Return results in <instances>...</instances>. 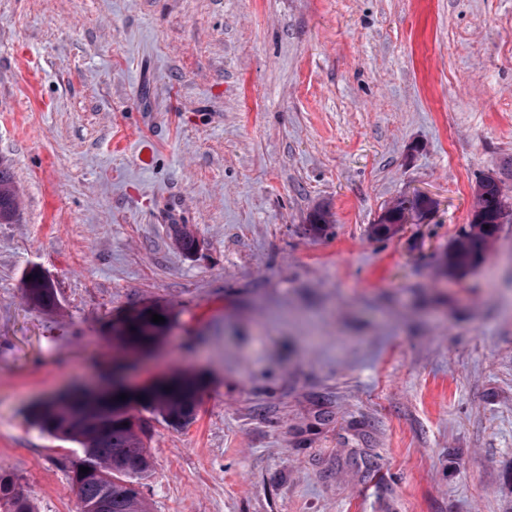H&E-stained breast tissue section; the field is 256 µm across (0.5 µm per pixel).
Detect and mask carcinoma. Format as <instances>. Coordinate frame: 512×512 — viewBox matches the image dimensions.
I'll use <instances>...</instances> for the list:
<instances>
[{"label":"carcinoma","mask_w":512,"mask_h":512,"mask_svg":"<svg viewBox=\"0 0 512 512\" xmlns=\"http://www.w3.org/2000/svg\"><path fill=\"white\" fill-rule=\"evenodd\" d=\"M418 206L415 199L399 197L381 214L379 223L372 225V235L386 236L393 232V216ZM508 204L501 188V180L490 174L479 178L475 188L473 210L494 219L505 215ZM17 193L10 170L0 166V223H10L16 213ZM331 223V214L319 208L309 217L308 231L322 234ZM497 226L469 224L464 227L448 250V269L464 274L474 265L488 258L491 239ZM173 242L178 250L189 254L198 238L186 224L174 228ZM23 294L35 308L46 310L56 306L53 284L43 281H23ZM165 318L154 323L151 316ZM171 317L164 307L155 305L134 310L114 320L112 325L125 329L126 334L116 340L126 345L133 339L160 340L169 329ZM138 407L151 413L173 429H183L194 422L198 404L181 390L141 397ZM136 407V408H138ZM136 408L122 403L107 404L99 409L62 410L52 416L43 408L34 410L33 420L39 429L51 436L64 437L77 443L81 456L72 462V482L77 488L79 512H99L98 505L107 501V512H148L141 491L142 481L153 469L152 457L145 438L149 428L145 419L135 414ZM87 467L84 474L80 468ZM0 512H33L31 496L8 471H0Z\"/></svg>","instance_id":"carcinoma-1"}]
</instances>
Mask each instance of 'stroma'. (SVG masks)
Here are the masks:
<instances>
[{
  "label": "stroma",
  "instance_id": "35a3bbf8",
  "mask_svg": "<svg viewBox=\"0 0 512 512\" xmlns=\"http://www.w3.org/2000/svg\"><path fill=\"white\" fill-rule=\"evenodd\" d=\"M0 164V468L35 512H77L80 448L30 408L117 362L201 385L150 423L151 512H512V214L447 269L479 177L512 202V0H0ZM148 305L160 342H113ZM17 193L10 170L0 166V223L9 224L16 213ZM419 200V203L414 198L409 197H398L391 206L387 207L379 217L380 224L372 225V235L376 237L386 236L393 232L396 226L391 223L393 216L397 213L404 212L400 219L397 221L398 224H420L423 223L431 213L432 208L430 207V198L427 194L417 192L414 195ZM419 205V206H418ZM418 206L417 209H415ZM497 228L498 225L491 224H467L448 250V269L465 274L479 261L486 260ZM31 272L33 270L29 271L23 280L22 290L26 300L38 309L54 308L56 306V291L53 284L46 278L43 281H37L36 279L26 281V277Z\"/></svg>",
  "mask_w": 512,
  "mask_h": 512
}]
</instances>
